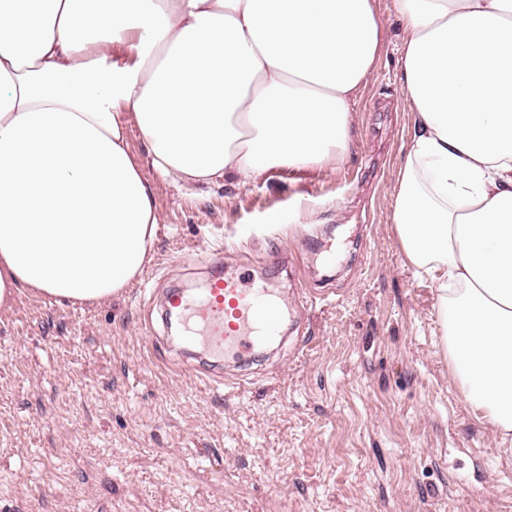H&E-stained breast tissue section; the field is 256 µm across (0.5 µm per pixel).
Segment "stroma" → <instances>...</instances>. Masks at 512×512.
Returning a JSON list of instances; mask_svg holds the SVG:
<instances>
[{
    "label": "stroma",
    "instance_id": "1",
    "mask_svg": "<svg viewBox=\"0 0 512 512\" xmlns=\"http://www.w3.org/2000/svg\"><path fill=\"white\" fill-rule=\"evenodd\" d=\"M378 9L390 48L345 153L199 192L145 171L157 234L122 294L0 308V512H512V438L449 377L434 287L390 222L411 121ZM211 253L276 289L288 330L219 378L155 305L204 287Z\"/></svg>",
    "mask_w": 512,
    "mask_h": 512
}]
</instances>
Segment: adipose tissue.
Segmentation results:
<instances>
[{
    "mask_svg": "<svg viewBox=\"0 0 512 512\" xmlns=\"http://www.w3.org/2000/svg\"><path fill=\"white\" fill-rule=\"evenodd\" d=\"M392 5L413 134L390 221L450 377L507 438L512 0ZM386 51L377 0H0V307L127 288L157 232L143 167L211 187L345 152Z\"/></svg>",
    "mask_w": 512,
    "mask_h": 512,
    "instance_id": "obj_1",
    "label": "adipose tissue"
}]
</instances>
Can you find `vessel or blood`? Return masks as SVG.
I'll return each instance as SVG.
<instances>
[{
    "label": "vessel or blood",
    "mask_w": 512,
    "mask_h": 512,
    "mask_svg": "<svg viewBox=\"0 0 512 512\" xmlns=\"http://www.w3.org/2000/svg\"><path fill=\"white\" fill-rule=\"evenodd\" d=\"M208 261L214 273L207 288L198 294L167 293L166 317L176 319L185 340L217 363L274 341L285 318L280 298L249 277L224 276L221 257Z\"/></svg>",
    "instance_id": "b4317fda"
}]
</instances>
